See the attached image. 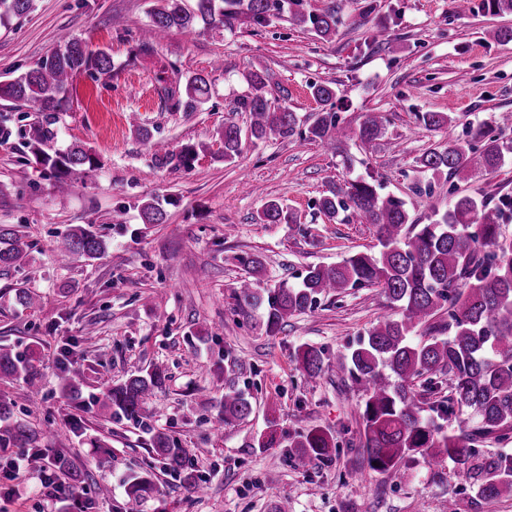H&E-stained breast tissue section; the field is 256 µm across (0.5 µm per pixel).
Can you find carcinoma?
<instances>
[{
  "instance_id": "1",
  "label": "carcinoma",
  "mask_w": 512,
  "mask_h": 512,
  "mask_svg": "<svg viewBox=\"0 0 512 512\" xmlns=\"http://www.w3.org/2000/svg\"><path fill=\"white\" fill-rule=\"evenodd\" d=\"M304 0H152L148 10L151 32L160 37L176 28L193 31L213 27L231 28L244 15L256 25L270 17L288 14L294 26L309 28L323 40L336 34V7L319 13L304 10ZM34 0H0V23L28 14ZM483 10L500 16L512 13V0H483ZM112 68V57L104 49L92 50L78 38L64 37L46 58L25 73L0 81V99L12 107L36 115L30 128L28 148L35 163L48 171L56 186L69 191L81 175L97 167V158L85 147L73 144L55 147L58 115L71 108L70 85L79 73L93 75ZM249 92L237 99L235 110L250 114L247 136L263 141L272 135L287 138L298 128L295 113L288 110V89L270 97L266 74L250 70L244 75ZM313 98L322 106L307 128L310 140L338 150L347 133L335 111L336 89L329 83L310 85ZM209 94L207 76L194 73L186 78L184 91H169L173 106L196 112ZM419 122L429 128L448 127V143L430 149L417 159L416 171L444 175L450 181L466 177L473 167L487 171L499 168L504 155L512 153V142L493 134L494 128L512 126V113L503 112L488 123L471 124L455 133L457 118L442 112H422ZM385 132L384 118L368 113L356 132L368 146ZM224 161L239 156L242 131L224 125ZM197 151L190 145L179 151L163 144L153 154L157 167H190ZM319 211L330 220L357 218L375 229L380 250L358 252L336 265L308 268L301 284L282 283L260 288L244 279L232 294L234 311L254 319L265 333H279L288 318L314 309L320 298L341 295L349 288L379 287L398 311L366 331L357 347L336 359V375L362 386L361 408L366 466L376 472L398 471L405 458L420 454L430 462L446 459L457 465L469 482L475 498L494 500L512 494V452L482 450L493 441H512V237L503 233V222L512 212V198L478 201L458 197L448 211L428 224L411 220L406 203L394 196H381L372 177L331 183L319 201ZM145 224H165L167 211L155 200L141 210ZM262 224H294V216L270 201L258 213ZM29 244L11 224H0V267H19ZM104 242L91 226L69 227L56 241L58 261L78 255L98 259ZM448 323L431 328L415 340L412 332L437 312ZM448 335L443 336L441 332ZM297 370L307 379L319 378L324 368V350L304 343L295 352ZM22 378L28 386V401L37 410L44 399L34 357L29 352L0 348V379ZM57 385L72 401L81 396L84 382L80 366L64 360L56 374ZM167 379L166 369L154 365L107 388L98 405L109 420L131 422L149 434L151 453L166 469L192 487L203 489L201 479L186 464V450L177 441L153 427L154 415L147 404L154 390ZM448 394L441 395L443 382ZM472 410L477 421L464 424L456 433L438 425L434 417L449 418ZM430 415H425V412ZM252 413L245 392L234 387L219 401V417L213 432L244 421ZM27 448L26 466L39 470L51 459L76 487L89 474L62 454L39 444L37 433L14 418L12 405L0 401V447ZM294 465L306 469L315 460L329 456L336 447L333 437L316 428L288 442ZM122 512H145V503L155 491L152 474L137 472L124 481Z\"/></svg>"
}]
</instances>
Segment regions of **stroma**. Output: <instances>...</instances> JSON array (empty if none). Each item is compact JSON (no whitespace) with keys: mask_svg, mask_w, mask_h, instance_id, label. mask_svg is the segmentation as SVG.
Wrapping results in <instances>:
<instances>
[{"mask_svg":"<svg viewBox=\"0 0 512 512\" xmlns=\"http://www.w3.org/2000/svg\"><path fill=\"white\" fill-rule=\"evenodd\" d=\"M331 5L340 22L329 41L284 19L257 26L246 18L230 29L155 38L149 0H35L29 14L0 25V79L34 67L65 34L112 57L111 73L74 76L72 109L60 115L58 148L85 145L99 162L69 192H59L34 163L26 146L31 115L0 103V125L11 132L0 143V224L21 225L29 244L21 267L0 271V346L33 351L45 401L28 412L21 380L0 381V399L47 447L68 418L78 419L83 433L62 452L91 483L112 489L93 512H120L121 479L132 469L155 475L146 512H274L284 500L293 512H446L452 496L461 512H512V496L474 502L448 460L433 467L417 455L397 473L364 469L361 389L332 369L314 381L296 370L299 345L322 348L333 361L391 316L381 289L321 298L274 336L233 311V290L247 276L238 254L259 257L260 284L270 288L299 282L308 266L376 250L371 225L334 223L318 212L329 181L371 175L380 194L403 199L423 224L433 211L447 210L454 191L512 196V153L496 171L477 168L454 185L415 171L418 156L448 140L447 129L426 128L417 113L476 123L512 111V43L491 36L512 27V14L489 15L482 0H472L464 14L454 0H306L312 12ZM376 28L390 33L389 47L371 42ZM252 69L267 71L270 89H288V106L302 125L320 110L311 84L331 82L347 130L378 112L388 119L385 133L370 148L352 136L336 152L300 134L247 140L234 162H224L225 123L249 125L248 113L234 106ZM193 73L209 79L207 103L196 112L171 110L165 89ZM133 116L170 149L197 146L192 169L155 167ZM151 199L166 203L167 223H143L140 205ZM270 201L296 213L298 224L259 223ZM78 224L92 225L106 252L59 262L56 237ZM20 288L37 294L36 307L18 301ZM90 328L97 334L91 346L83 342ZM66 356L85 374L80 409L56 383ZM155 364L168 378L149 406L158 427L186 449L205 494L189 492L163 470L140 428L105 420L96 403L107 387ZM230 385L248 394L253 412L218 438L211 423ZM313 428L329 431L337 448L305 471L283 445H257L271 430L284 442ZM94 439L101 447H91Z\"/></svg>","mask_w":512,"mask_h":512,"instance_id":"obj_1","label":"stroma"}]
</instances>
